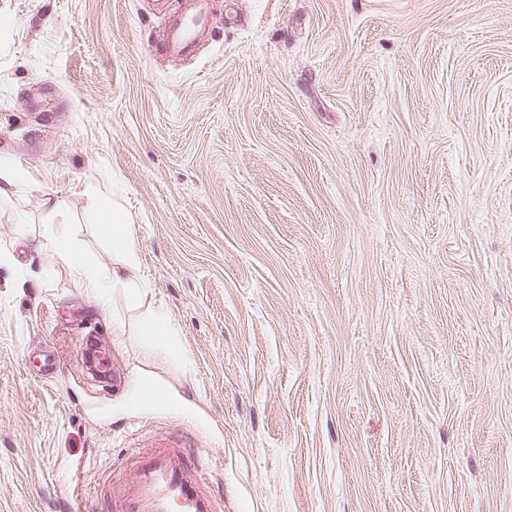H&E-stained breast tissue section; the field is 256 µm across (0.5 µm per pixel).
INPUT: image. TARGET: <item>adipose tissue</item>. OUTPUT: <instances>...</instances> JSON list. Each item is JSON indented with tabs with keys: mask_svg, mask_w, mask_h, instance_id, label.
<instances>
[{
	"mask_svg": "<svg viewBox=\"0 0 512 512\" xmlns=\"http://www.w3.org/2000/svg\"><path fill=\"white\" fill-rule=\"evenodd\" d=\"M65 204L61 199L50 201L52 223L44 239L46 251L67 261L85 288L101 307H108L114 291H123L129 302H140L147 284L140 273V252L135 225L119 210H104L101 234L112 242V265L104 267L91 261L84 244L75 239L69 224L64 223Z\"/></svg>",
	"mask_w": 512,
	"mask_h": 512,
	"instance_id": "1",
	"label": "adipose tissue"
}]
</instances>
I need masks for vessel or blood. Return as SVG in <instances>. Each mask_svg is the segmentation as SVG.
<instances>
[{"label": "vessel or blood", "instance_id": "b4317fda", "mask_svg": "<svg viewBox=\"0 0 512 512\" xmlns=\"http://www.w3.org/2000/svg\"><path fill=\"white\" fill-rule=\"evenodd\" d=\"M209 17V0H193L184 18L163 35L167 54L190 53ZM109 512H219L203 462L185 440L163 438L139 451Z\"/></svg>", "mask_w": 512, "mask_h": 512}]
</instances>
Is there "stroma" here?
<instances>
[{
  "label": "stroma",
  "instance_id": "1",
  "mask_svg": "<svg viewBox=\"0 0 512 512\" xmlns=\"http://www.w3.org/2000/svg\"><path fill=\"white\" fill-rule=\"evenodd\" d=\"M166 3L0 0V512L118 493L162 435L223 512H512V0H211L184 62ZM49 195L107 267L120 204L139 306L42 248ZM141 336H145L161 351L172 352L178 346V335L167 314L161 310L150 311L140 321ZM130 399L143 406L165 402L169 400L168 395L156 386L143 381L140 377L132 379L130 386Z\"/></svg>",
  "mask_w": 512,
  "mask_h": 512
}]
</instances>
